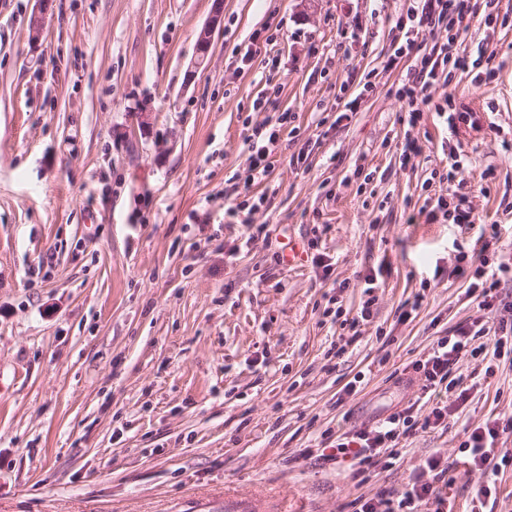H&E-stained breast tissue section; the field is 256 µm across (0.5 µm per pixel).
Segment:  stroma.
I'll list each match as a JSON object with an SVG mask.
<instances>
[{"mask_svg":"<svg viewBox=\"0 0 512 512\" xmlns=\"http://www.w3.org/2000/svg\"><path fill=\"white\" fill-rule=\"evenodd\" d=\"M213 3L52 0L35 38L36 0H0V512H221L228 493L353 512L437 451L451 512H512V467L479 470L458 450L512 414L506 358H461L465 402L365 483L321 457L328 431L422 397L401 376L437 337L512 315V276L483 311L455 273L512 259V0H479L478 17L409 49V0H224L189 82ZM449 38L471 67L429 88L409 126L395 91ZM284 111L269 177L245 186L249 128ZM450 112L470 124L450 128ZM409 135L423 151L406 160ZM247 194L265 196L254 221L269 238L226 223L225 202ZM441 195L475 223L418 219ZM292 244L293 265L279 259ZM370 296L350 338L342 322ZM223 0H214V10L212 17L208 24H206L199 32L196 42V59L194 61V67L199 68L203 65L208 58L212 34L214 29L221 24L223 16Z\"/></svg>","mask_w":512,"mask_h":512,"instance_id":"stroma-1","label":"stroma"}]
</instances>
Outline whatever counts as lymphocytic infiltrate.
Returning <instances> with one entry per match:
<instances>
[{
  "label": "lymphocytic infiltrate",
  "mask_w": 512,
  "mask_h": 512,
  "mask_svg": "<svg viewBox=\"0 0 512 512\" xmlns=\"http://www.w3.org/2000/svg\"><path fill=\"white\" fill-rule=\"evenodd\" d=\"M476 13V0H414L408 14L410 24L405 32V41L414 43L425 25L434 22L447 25ZM466 67L465 58L455 55L451 42L446 41L434 44L414 68L408 70L406 80L396 90L395 96L408 107L409 126L418 124L424 106L429 103L427 89L449 69L463 70ZM290 119L289 113H280L274 125L266 129L255 128L247 136L249 156L245 185L261 182L269 175L279 131ZM487 349L497 357L512 354V321H500L498 327L492 330L472 324L464 325L458 327L454 335L438 337L428 355L411 364L413 373L421 381L422 390L434 395L421 418H414V409L409 406L391 413L376 426L355 432H337L332 459H351L353 476L362 482L367 480L372 468L390 466L391 449L398 447L414 426L425 429L438 427L453 411V404L436 394L438 386H445L449 391L460 386V379L450 376L453 365L461 358L480 355ZM509 433H512V415H502L474 428L460 447L466 453L469 464L480 468L490 463L499 436ZM447 474L448 467L441 454H433L426 459L421 473L416 474L403 491H381L369 498H357L356 512H448V497L439 487Z\"/></svg>",
  "instance_id": "lymphocytic-infiltrate-1"
}]
</instances>
